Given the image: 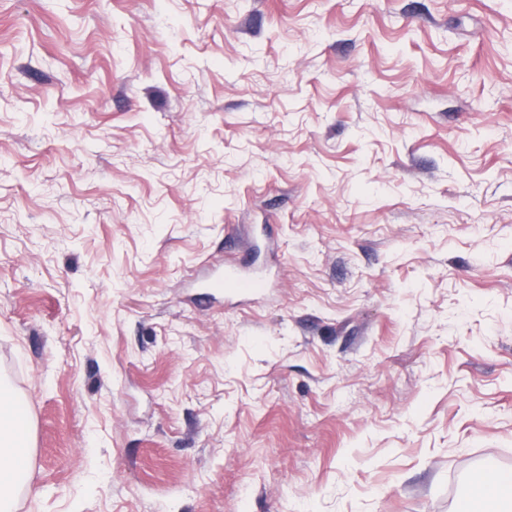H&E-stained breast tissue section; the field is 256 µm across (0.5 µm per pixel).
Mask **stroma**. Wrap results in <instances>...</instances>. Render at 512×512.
<instances>
[{
	"label": "stroma",
	"instance_id": "35a3bbf8",
	"mask_svg": "<svg viewBox=\"0 0 512 512\" xmlns=\"http://www.w3.org/2000/svg\"><path fill=\"white\" fill-rule=\"evenodd\" d=\"M277 286L202 301L233 258ZM14 512H454L512 468V0H0Z\"/></svg>",
	"mask_w": 512,
	"mask_h": 512
}]
</instances>
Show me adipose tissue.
<instances>
[{
    "label": "adipose tissue",
    "instance_id": "adipose-tissue-1",
    "mask_svg": "<svg viewBox=\"0 0 512 512\" xmlns=\"http://www.w3.org/2000/svg\"><path fill=\"white\" fill-rule=\"evenodd\" d=\"M31 431L28 412L18 411L16 402L0 390V512H11L12 492L28 477ZM478 492V499L461 500L456 512H483L489 501L511 506L512 477L480 475Z\"/></svg>",
    "mask_w": 512,
    "mask_h": 512
}]
</instances>
